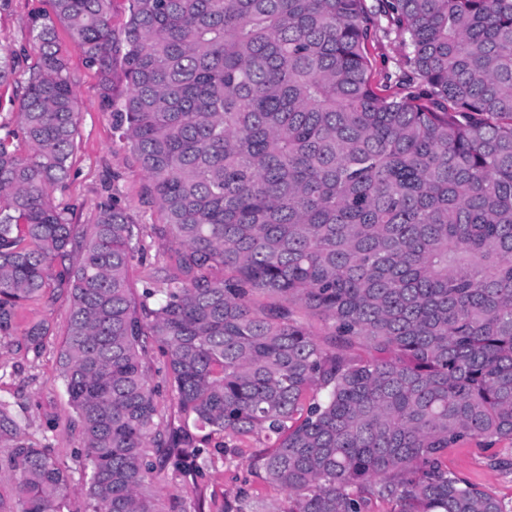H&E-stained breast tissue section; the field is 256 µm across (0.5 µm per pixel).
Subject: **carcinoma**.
I'll use <instances>...</instances> for the list:
<instances>
[{
	"mask_svg": "<svg viewBox=\"0 0 512 512\" xmlns=\"http://www.w3.org/2000/svg\"><path fill=\"white\" fill-rule=\"evenodd\" d=\"M49 2L34 51L0 44V84L24 80L0 136V339L19 308L71 302L60 377L92 512H161L157 461L201 475L204 442L259 433L282 512H512L443 462L512 441V0H128L119 33L112 0ZM380 18L408 47L381 84ZM58 24L174 247L139 295L142 225L53 202L77 134ZM50 335L24 330L36 353ZM153 350L197 433L160 429ZM0 447L19 512H61L67 467L2 401Z\"/></svg>",
	"mask_w": 512,
	"mask_h": 512,
	"instance_id": "cac0c4a2",
	"label": "carcinoma"
}]
</instances>
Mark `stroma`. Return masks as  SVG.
Returning a JSON list of instances; mask_svg holds the SVG:
<instances>
[{
  "instance_id": "1",
  "label": "stroma",
  "mask_w": 512,
  "mask_h": 512,
  "mask_svg": "<svg viewBox=\"0 0 512 512\" xmlns=\"http://www.w3.org/2000/svg\"><path fill=\"white\" fill-rule=\"evenodd\" d=\"M49 0H9L0 10V43L21 48L30 46L31 18L49 10ZM57 39L65 52L76 80L78 132L70 157L71 173L55 193V201L70 209L73 223H94L101 202L113 200L126 209L139 224H156L160 216L144 194L147 177L134 152L119 141L112 129V118L100 105L98 77L84 61L82 51L65 28H58ZM143 257L129 270L134 290H141L157 269L169 266L170 249L153 234H145ZM71 318V303L62 298L43 307L19 309L17 332L0 341V399L9 402L25 425L27 438L49 440L56 456L72 476V492L63 512H87L86 477L81 458L83 447L75 415L68 404L59 376L58 354ZM46 320L51 327L40 354L28 352L22 333L28 323ZM263 436L254 435L225 450L223 438L211 441V464L203 476L167 465L158 470L155 483L160 489L163 512L173 500H180L183 512H224L234 502L244 483H251L259 512H278L285 507L284 492L275 484L253 478L254 457L265 450ZM512 458V443L502 441L484 448L473 440L458 443L446 451L450 471L490 491L504 502L512 501V473L495 467L498 459Z\"/></svg>"
}]
</instances>
